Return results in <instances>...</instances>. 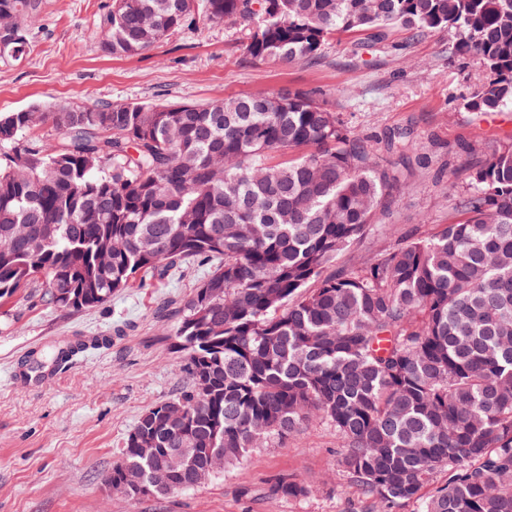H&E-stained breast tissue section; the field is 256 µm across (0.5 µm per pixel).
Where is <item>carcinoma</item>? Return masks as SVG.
I'll return each instance as SVG.
<instances>
[{
    "mask_svg": "<svg viewBox=\"0 0 512 512\" xmlns=\"http://www.w3.org/2000/svg\"><path fill=\"white\" fill-rule=\"evenodd\" d=\"M42 10L0 0L20 30L1 62L25 54ZM202 21L243 26L241 57L267 62L314 61L342 33L382 44L443 29L480 63L467 109L512 107V0H112L95 35L134 56ZM407 137L393 134L384 164L301 91L0 113L1 309L31 287L47 306L96 308L215 263L173 328L190 386L139 417L112 490L135 498L123 472L159 463L138 451L143 433L188 455L159 496L196 487L216 448L227 471L320 417L338 476L375 512H512V144L470 170L461 219L337 266L387 212ZM104 343L63 340L36 365ZM169 406L183 420L162 424ZM270 492L312 489L281 475Z\"/></svg>",
    "mask_w": 512,
    "mask_h": 512,
    "instance_id": "cac0c4a2",
    "label": "carcinoma"
}]
</instances>
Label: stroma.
<instances>
[{"label":"stroma","mask_w":512,"mask_h":512,"mask_svg":"<svg viewBox=\"0 0 512 512\" xmlns=\"http://www.w3.org/2000/svg\"><path fill=\"white\" fill-rule=\"evenodd\" d=\"M111 3L45 0L25 55L0 63V112L61 102L204 103L297 89L339 112L382 158L390 156L389 133L410 131L412 143H426L427 158L410 161L385 226H371L343 265H358L418 226L440 231L469 190L470 168L512 142V108L465 109L480 63L451 53L447 31L413 43L396 32L388 46L356 56L352 38L343 36L329 40L315 61L272 64L241 58L240 27L202 24L140 55L115 57L91 36ZM208 273L197 265L79 312L44 306L31 289L17 294L9 316H0V512H365L357 489L337 476L336 439L319 419L185 492L132 500L107 486L140 415L189 385L183 357L165 333ZM76 336L108 342L44 373L30 370L33 357ZM289 474L316 492L272 497V479Z\"/></svg>","instance_id":"35a3bbf8"}]
</instances>
